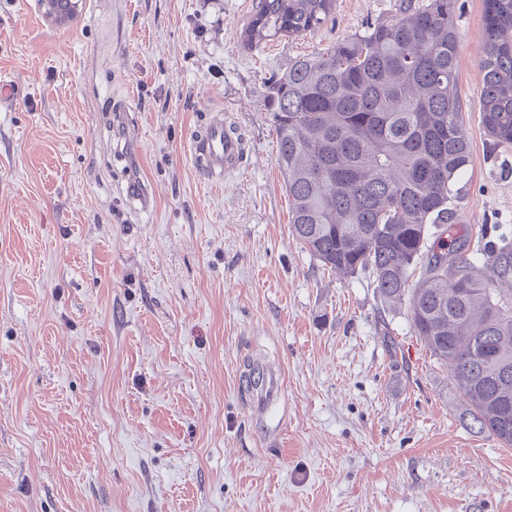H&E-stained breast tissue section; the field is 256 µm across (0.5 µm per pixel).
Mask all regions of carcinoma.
<instances>
[{
  "label": "carcinoma",
  "instance_id": "obj_1",
  "mask_svg": "<svg viewBox=\"0 0 512 512\" xmlns=\"http://www.w3.org/2000/svg\"><path fill=\"white\" fill-rule=\"evenodd\" d=\"M335 0H257L253 49L300 36ZM481 122L512 145V0H485ZM450 0H405L398 18L292 61L269 86L292 235L323 267L369 271L381 300L406 305L414 332L448 366L472 425L512 447V249L476 266L466 241L428 249L458 223L454 186L471 162L456 92ZM420 268L415 286L411 268Z\"/></svg>",
  "mask_w": 512,
  "mask_h": 512
}]
</instances>
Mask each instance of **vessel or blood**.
<instances>
[{"label":"vessel or blood","mask_w":512,"mask_h":512,"mask_svg":"<svg viewBox=\"0 0 512 512\" xmlns=\"http://www.w3.org/2000/svg\"><path fill=\"white\" fill-rule=\"evenodd\" d=\"M189 153L211 184L219 186L226 176L243 171L246 146L231 123L216 117L196 130L190 141ZM282 390L281 374L263 372L252 390L255 408L265 410L280 398Z\"/></svg>","instance_id":"obj_1"}]
</instances>
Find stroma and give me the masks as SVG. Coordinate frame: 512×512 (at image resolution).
<instances>
[{
  "mask_svg": "<svg viewBox=\"0 0 512 512\" xmlns=\"http://www.w3.org/2000/svg\"><path fill=\"white\" fill-rule=\"evenodd\" d=\"M255 2L78 0L57 22L0 0V512H512V448L471 427L406 306L290 231L268 83L402 0H336L248 50ZM451 7L453 231L482 266L512 246V146L481 124L484 0ZM216 112L247 151L220 187L187 154ZM259 362L284 380L263 416Z\"/></svg>",
  "mask_w": 512,
  "mask_h": 512,
  "instance_id": "1",
  "label": "stroma"
}]
</instances>
